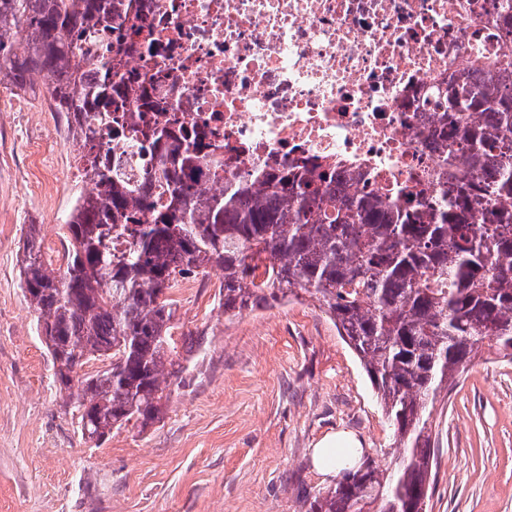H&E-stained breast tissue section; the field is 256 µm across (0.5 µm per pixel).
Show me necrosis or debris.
Instances as JSON below:
<instances>
[{
	"mask_svg": "<svg viewBox=\"0 0 512 512\" xmlns=\"http://www.w3.org/2000/svg\"><path fill=\"white\" fill-rule=\"evenodd\" d=\"M502 0H135L162 70L164 112L207 133L208 186L289 162L330 163L357 195L389 205L404 187L448 190L432 131L436 86L503 60Z\"/></svg>",
	"mask_w": 512,
	"mask_h": 512,
	"instance_id": "necrosis-or-debris-1",
	"label": "necrosis or debris"
}]
</instances>
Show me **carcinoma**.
<instances>
[{"mask_svg":"<svg viewBox=\"0 0 512 512\" xmlns=\"http://www.w3.org/2000/svg\"><path fill=\"white\" fill-rule=\"evenodd\" d=\"M143 23L125 0H0V81L24 90L35 74L49 79L94 184L63 225V263L45 257L40 225L31 224L20 268L82 436L98 441L114 427L144 430L159 420L177 373L165 295L177 278L215 266L224 271L228 316L296 288L323 307L394 429L388 467L361 458L306 512H427L432 408L485 341L512 361V63L493 80L467 76L438 88L448 104L437 133L446 196L419 185L402 207L353 197L319 163L284 165L259 186L233 181L202 192L203 137L141 126L128 111L136 100L166 108L152 95L158 77L128 68ZM105 30L112 56L96 60ZM125 124L154 160L139 184L95 165L100 140ZM462 160L476 178L458 179ZM114 233L129 239L119 257ZM107 359L106 368L83 372ZM69 372L78 374L73 384Z\"/></svg>","mask_w":512,"mask_h":512,"instance_id":"carcinoma-1","label":"carcinoma"}]
</instances>
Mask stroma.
Segmentation results:
<instances>
[{
    "mask_svg": "<svg viewBox=\"0 0 512 512\" xmlns=\"http://www.w3.org/2000/svg\"><path fill=\"white\" fill-rule=\"evenodd\" d=\"M61 130L56 112H0V512H305L335 484L312 448L338 430L387 466L392 431L328 315L304 295L225 315L217 268L170 292L182 370L160 422L82 438L19 275L28 225L60 230L75 197ZM431 423L428 512H512V362L484 345Z\"/></svg>",
    "mask_w": 512,
    "mask_h": 512,
    "instance_id": "35a3bbf8",
    "label": "stroma"
}]
</instances>
